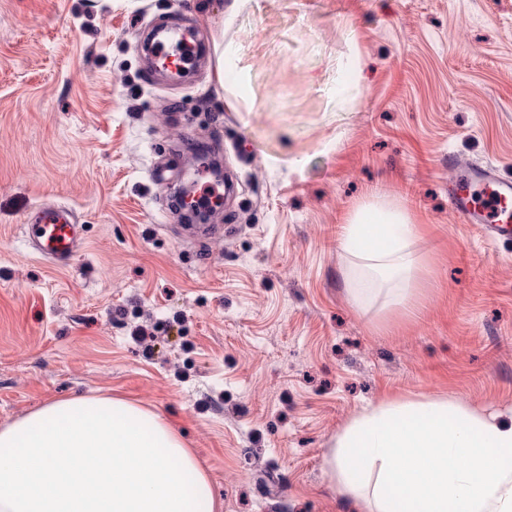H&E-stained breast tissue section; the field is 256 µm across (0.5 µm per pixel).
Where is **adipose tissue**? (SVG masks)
Masks as SVG:
<instances>
[{"mask_svg": "<svg viewBox=\"0 0 512 512\" xmlns=\"http://www.w3.org/2000/svg\"><path fill=\"white\" fill-rule=\"evenodd\" d=\"M419 225L375 199L342 227L357 309L407 307ZM330 476L357 512H512V424L448 396L392 398L337 434ZM221 512L192 449L156 413L109 396L53 401L0 426V512Z\"/></svg>", "mask_w": 512, "mask_h": 512, "instance_id": "ef3b65f1", "label": "adipose tissue"}]
</instances>
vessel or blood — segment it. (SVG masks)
<instances>
[{
	"label": "vessel or blood",
	"instance_id": "b4317fda",
	"mask_svg": "<svg viewBox=\"0 0 512 512\" xmlns=\"http://www.w3.org/2000/svg\"><path fill=\"white\" fill-rule=\"evenodd\" d=\"M448 208L461 223L476 225L482 237L512 240V177L498 167L461 165ZM26 233L34 254L59 267L69 265L80 247V227L60 207L43 208Z\"/></svg>",
	"mask_w": 512,
	"mask_h": 512
}]
</instances>
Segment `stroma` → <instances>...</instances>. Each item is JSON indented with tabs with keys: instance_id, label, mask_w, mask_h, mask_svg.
<instances>
[{
	"instance_id": "obj_1",
	"label": "stroma",
	"mask_w": 512,
	"mask_h": 512,
	"mask_svg": "<svg viewBox=\"0 0 512 512\" xmlns=\"http://www.w3.org/2000/svg\"><path fill=\"white\" fill-rule=\"evenodd\" d=\"M233 2L0 0V425L110 395L176 428L224 512H352L329 459L364 406L447 395L512 423V241L448 210L449 157L512 177V0ZM190 18L204 53L174 85L146 43ZM219 42L252 108L218 90ZM203 147L232 187L213 237L172 206L210 185ZM374 194L424 228L405 313L344 288L341 227ZM45 203L81 226L63 268L26 242Z\"/></svg>"
}]
</instances>
